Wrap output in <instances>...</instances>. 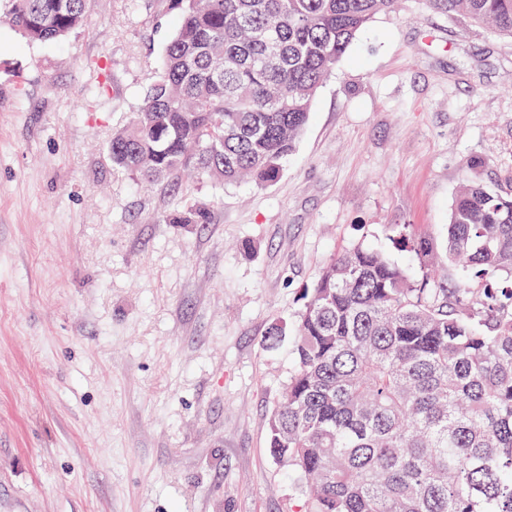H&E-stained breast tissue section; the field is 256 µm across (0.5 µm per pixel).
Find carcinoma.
<instances>
[{"mask_svg": "<svg viewBox=\"0 0 512 512\" xmlns=\"http://www.w3.org/2000/svg\"><path fill=\"white\" fill-rule=\"evenodd\" d=\"M92 0H9L26 38L87 25ZM512 36V0H426ZM180 23L144 106L113 131L112 165L148 184L192 169L276 182L312 102L358 31L396 0H169ZM197 210L166 216L198 224ZM389 236L420 271L354 245L331 256L297 319L293 370L268 419L272 458L305 484V512H512V193L459 186L447 227L460 284L430 273L437 246Z\"/></svg>", "mask_w": 512, "mask_h": 512, "instance_id": "obj_1", "label": "carcinoma"}]
</instances>
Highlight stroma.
Returning a JSON list of instances; mask_svg holds the SVG:
<instances>
[{"label": "stroma", "mask_w": 512, "mask_h": 512, "mask_svg": "<svg viewBox=\"0 0 512 512\" xmlns=\"http://www.w3.org/2000/svg\"><path fill=\"white\" fill-rule=\"evenodd\" d=\"M7 9L0 512H300L267 448L292 361L264 338L333 254L418 267L389 225L442 255L460 185L512 190V36L401 0L357 34L276 182L148 186L106 146L158 76L166 0H94L58 42ZM176 208L206 220L166 223Z\"/></svg>", "instance_id": "35a3bbf8"}]
</instances>
